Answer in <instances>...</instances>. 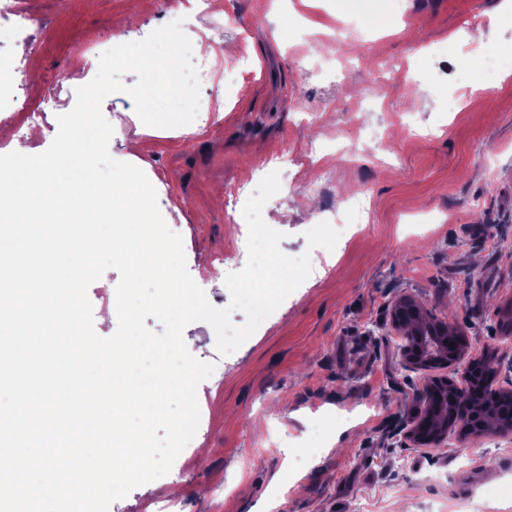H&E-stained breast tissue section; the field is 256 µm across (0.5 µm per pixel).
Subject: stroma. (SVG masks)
Returning <instances> with one entry per match:
<instances>
[{
  "label": "stroma",
  "mask_w": 512,
  "mask_h": 512,
  "mask_svg": "<svg viewBox=\"0 0 512 512\" xmlns=\"http://www.w3.org/2000/svg\"><path fill=\"white\" fill-rule=\"evenodd\" d=\"M25 2L26 39L0 25V80L52 101L0 125V154L16 141L50 146L76 102L86 36L120 45L172 21L170 0ZM221 2L185 12L181 29L222 103L201 85L192 123L139 135L131 97L110 94L109 153L145 172L214 307H228L225 275L248 262L242 205L269 171L280 189L262 218L312 271L230 354L210 324L184 329L213 366L196 390L197 433L167 474L109 512H512V433L406 445L424 378L460 368L407 371L391 323L411 296L464 332L470 356L491 355L512 389L501 328L512 306V25L497 21L512 0ZM312 181L321 189L306 193ZM119 282L111 268L88 288L95 325L112 332ZM485 485L496 492L482 500Z\"/></svg>",
  "instance_id": "obj_1"
}]
</instances>
